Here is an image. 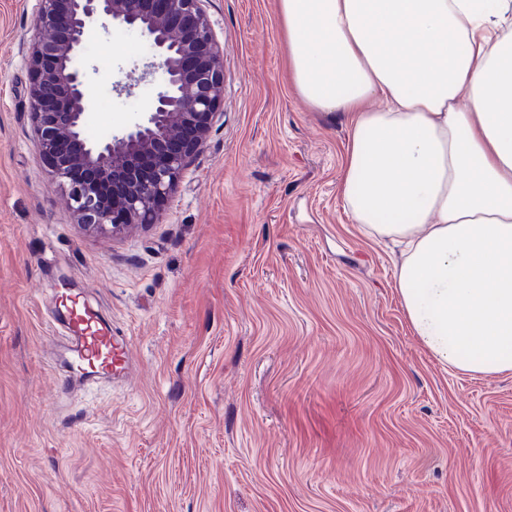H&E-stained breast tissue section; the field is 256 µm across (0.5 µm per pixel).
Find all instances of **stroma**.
<instances>
[{
    "label": "stroma",
    "mask_w": 512,
    "mask_h": 512,
    "mask_svg": "<svg viewBox=\"0 0 512 512\" xmlns=\"http://www.w3.org/2000/svg\"><path fill=\"white\" fill-rule=\"evenodd\" d=\"M224 103L161 220L83 232L37 146V0H0V512H512V372L437 362L395 284L400 246L338 193L350 130L288 80L278 0H208ZM134 29L77 63L86 135L133 122L157 77ZM130 349L70 379L54 291Z\"/></svg>",
    "instance_id": "35a3bbf8"
}]
</instances>
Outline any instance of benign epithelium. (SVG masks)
<instances>
[{"label": "benign epithelium", "mask_w": 512, "mask_h": 512, "mask_svg": "<svg viewBox=\"0 0 512 512\" xmlns=\"http://www.w3.org/2000/svg\"><path fill=\"white\" fill-rule=\"evenodd\" d=\"M205 2L38 0L42 35L27 52L34 129L83 231L117 237L135 224L157 223L159 201L176 190L205 143L224 102V49ZM99 20L146 36L154 57L144 75L162 78L137 121L94 142L84 135L86 74L74 59Z\"/></svg>", "instance_id": "obj_1"}]
</instances>
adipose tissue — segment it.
Wrapping results in <instances>:
<instances>
[{
	"label": "adipose tissue",
	"instance_id": "obj_1",
	"mask_svg": "<svg viewBox=\"0 0 512 512\" xmlns=\"http://www.w3.org/2000/svg\"><path fill=\"white\" fill-rule=\"evenodd\" d=\"M278 13L291 84L349 122L346 208L405 244L395 282L414 335L442 365L511 372L512 0H278Z\"/></svg>",
	"mask_w": 512,
	"mask_h": 512
}]
</instances>
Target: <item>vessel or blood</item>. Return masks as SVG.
Returning <instances> with one entry per match:
<instances>
[{"label": "vessel or blood", "mask_w": 512, "mask_h": 512, "mask_svg": "<svg viewBox=\"0 0 512 512\" xmlns=\"http://www.w3.org/2000/svg\"><path fill=\"white\" fill-rule=\"evenodd\" d=\"M58 303L67 315L74 363L91 377H108L124 370L127 352L111 328L89 311L79 296L66 294Z\"/></svg>", "instance_id": "obj_1"}]
</instances>
